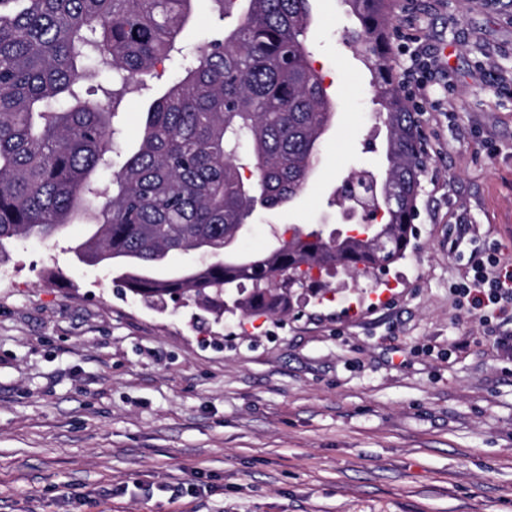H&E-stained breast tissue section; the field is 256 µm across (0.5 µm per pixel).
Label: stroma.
I'll return each instance as SVG.
<instances>
[{"instance_id": "stroma-1", "label": "stroma", "mask_w": 512, "mask_h": 512, "mask_svg": "<svg viewBox=\"0 0 512 512\" xmlns=\"http://www.w3.org/2000/svg\"><path fill=\"white\" fill-rule=\"evenodd\" d=\"M393 12L396 72L416 32L453 85L419 116L404 259L331 272L285 316L217 319L77 262L83 224L16 242L0 265V512H512V353L493 347L512 320L485 326L455 294L472 251L512 256V0ZM351 24L342 0H313L310 62L336 115L306 189L256 214L238 250L264 252L274 226L344 227L334 189L384 165ZM180 65L122 100L125 148Z\"/></svg>"}]
</instances>
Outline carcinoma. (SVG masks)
I'll return each mask as SVG.
<instances>
[{
    "instance_id": "carcinoma-1",
    "label": "carcinoma",
    "mask_w": 512,
    "mask_h": 512,
    "mask_svg": "<svg viewBox=\"0 0 512 512\" xmlns=\"http://www.w3.org/2000/svg\"><path fill=\"white\" fill-rule=\"evenodd\" d=\"M195 0H0V262L13 242L87 225L78 259L121 287L221 316L288 314L302 271L372 276L405 257L420 187L419 131L392 67L390 0H345L370 73L387 165L368 223L388 239L307 226L266 253L226 252L258 209L294 201L320 162L335 106L310 61L312 0H209L237 23L193 51L114 169L118 98L183 55ZM98 85L84 98L80 83ZM206 250L205 264L156 270ZM251 291L245 292V283Z\"/></svg>"
}]
</instances>
